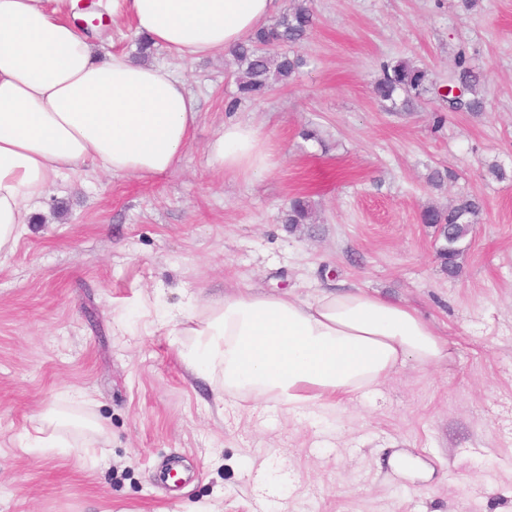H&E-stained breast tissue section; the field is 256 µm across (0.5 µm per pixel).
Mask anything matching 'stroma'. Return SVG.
Returning <instances> with one entry per match:
<instances>
[{"mask_svg": "<svg viewBox=\"0 0 512 512\" xmlns=\"http://www.w3.org/2000/svg\"><path fill=\"white\" fill-rule=\"evenodd\" d=\"M76 2L69 24L169 68L200 117L164 175L88 165L56 179L0 257V512H512V0H314L307 66L241 103L231 52L143 54L112 0ZM461 48L481 75L478 115L446 109ZM399 59L431 80L409 112L372 93ZM230 120L259 129L267 173L209 167L206 146ZM295 196L313 221L292 232ZM462 196L483 207L451 277L421 211ZM336 286L410 304L452 361L406 363L302 412L223 399L222 376L186 369L210 298ZM46 414L61 422L56 444L33 447ZM396 451L430 478L396 476Z\"/></svg>", "mask_w": 512, "mask_h": 512, "instance_id": "1", "label": "stroma"}]
</instances>
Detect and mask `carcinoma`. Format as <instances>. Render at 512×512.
<instances>
[{
	"instance_id": "obj_1",
	"label": "carcinoma",
	"mask_w": 512,
	"mask_h": 512,
	"mask_svg": "<svg viewBox=\"0 0 512 512\" xmlns=\"http://www.w3.org/2000/svg\"><path fill=\"white\" fill-rule=\"evenodd\" d=\"M312 0H291L288 9L273 24L255 31L235 48L234 56L241 70L238 77V95L241 99L261 98L278 82H286L296 76L307 64L306 59L295 53L283 51L272 57L268 47L295 46L302 43L314 26ZM428 72L410 61L399 60L382 65L381 75L374 81L372 92L382 104L392 109H407L415 98L428 91ZM448 82L462 86L464 97L449 104L452 110L467 112L484 111L483 98L479 96L480 75L469 64L466 51L456 53L455 69ZM482 205L474 198L461 197L446 209L427 207L421 213L422 223L434 228L439 242L437 256L448 274L453 275L458 265L448 263V258L462 252V243L472 231L473 218ZM308 201L295 197L288 203L284 222L290 230L310 221Z\"/></svg>"
}]
</instances>
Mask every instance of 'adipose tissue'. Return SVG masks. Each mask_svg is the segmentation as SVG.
<instances>
[{
    "label": "adipose tissue",
    "mask_w": 512,
    "mask_h": 512,
    "mask_svg": "<svg viewBox=\"0 0 512 512\" xmlns=\"http://www.w3.org/2000/svg\"><path fill=\"white\" fill-rule=\"evenodd\" d=\"M138 33L181 58L247 39L277 0H114ZM65 0H0V254L9 253L54 179L94 163L148 180L172 169L190 142L198 104L166 67L99 52L62 20ZM222 173L260 175L271 154L258 128L231 121L206 148ZM183 361L221 372L224 395L324 407L378 384L406 362L451 361V346L411 306L358 287L251 290L211 299Z\"/></svg>",
    "instance_id": "obj_1"
}]
</instances>
